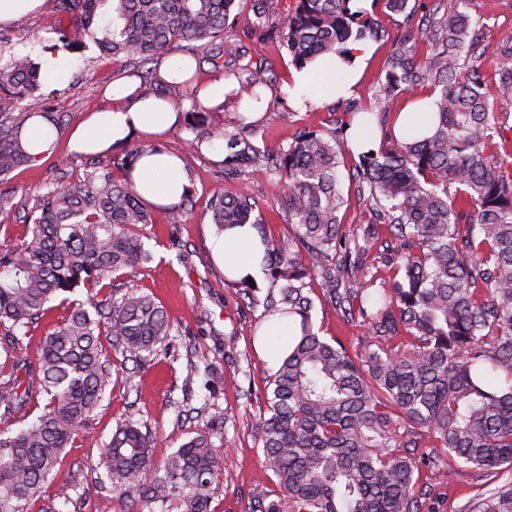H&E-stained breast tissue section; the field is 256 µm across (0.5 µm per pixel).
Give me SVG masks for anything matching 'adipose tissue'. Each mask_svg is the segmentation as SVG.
I'll list each match as a JSON object with an SVG mask.
<instances>
[{
    "mask_svg": "<svg viewBox=\"0 0 512 512\" xmlns=\"http://www.w3.org/2000/svg\"><path fill=\"white\" fill-rule=\"evenodd\" d=\"M351 63L330 55L317 61L313 71L295 75L290 90L297 103L327 101L354 92L360 78L363 59L370 49L363 43L350 44ZM104 96L111 105L84 118L71 131L72 151L99 153L125 145L137 134L153 140L162 137L178 123V111L167 100L141 95L138 82L123 77L107 86ZM132 180L144 202L152 206L179 203L188 186L179 157L169 153L147 154L137 163ZM216 260L234 279L260 276L258 252L260 238L251 225L224 231L212 242Z\"/></svg>",
    "mask_w": 512,
    "mask_h": 512,
    "instance_id": "adipose-tissue-1",
    "label": "adipose tissue"
}]
</instances>
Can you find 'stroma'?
I'll use <instances>...</instances> for the list:
<instances>
[{
  "label": "stroma",
  "instance_id": "1",
  "mask_svg": "<svg viewBox=\"0 0 512 512\" xmlns=\"http://www.w3.org/2000/svg\"><path fill=\"white\" fill-rule=\"evenodd\" d=\"M365 9L375 14L379 36L368 42L371 54L353 97L369 105L384 78L401 18L385 14L373 0H368ZM468 12L484 24L488 41L512 40V0H469ZM54 21V0H45L42 12L0 26V47L38 54L43 46L57 41ZM248 54L265 58L273 72L272 84L266 90L267 108L257 127L258 142L271 148L284 147L300 132L322 131L341 119L342 111L332 101L305 110L294 106L288 93L294 69L277 49L252 45ZM72 59L75 70L68 80L43 81L40 92L25 102L34 112L50 105L63 114L67 129L105 106L100 91L118 70L94 48L73 54ZM189 137V131L180 126L159 139L158 145L182 157L193 196L191 207L178 223L142 226L143 242L154 259L115 281L117 293L134 286L164 308L173 326L169 351L156 356L153 366L139 370L124 362L119 350H112V390L91 420L92 442L65 451L62 476L74 488L71 503L56 501L57 512H120L104 471L97 466L98 443L109 439L117 423L128 418L148 426L154 438L153 463L160 468L194 431L206 426L211 416L223 413L225 452L222 475L211 486V512H246L254 497L274 499L279 494L277 479L264 463L258 433L265 410L264 392L272 373L260 353L257 336L269 282H259L252 305L225 285L224 271L210 249L216 228L209 203L214 191L231 190L235 184L225 180L222 156L213 144H203L194 154L186 152ZM67 141L66 134L60 135L52 155L11 173L8 201L0 207V243L14 244L22 239L26 232L23 217L49 183L89 169V159L70 151ZM246 186L268 221V234L275 239L286 236L290 226L285 222L283 192L273 175L265 166H255L246 177ZM309 295L324 336L357 344L364 328L326 304L318 285H311ZM428 485L435 512L465 504L479 489L477 477L466 471L449 479H429Z\"/></svg>",
  "mask_w": 512,
  "mask_h": 512
}]
</instances>
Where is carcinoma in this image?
Returning <instances> with one entry per match:
<instances>
[{
	"label": "carcinoma",
	"mask_w": 512,
	"mask_h": 512,
	"mask_svg": "<svg viewBox=\"0 0 512 512\" xmlns=\"http://www.w3.org/2000/svg\"><path fill=\"white\" fill-rule=\"evenodd\" d=\"M404 15L377 112L343 97L340 124L305 131L287 148L259 146L242 116L222 133L224 176L244 181L264 164L278 177L293 232L273 239L244 187L212 194L217 231L252 225L271 278L265 312L288 321V337L265 393L259 434L265 464L281 496L259 498L251 512H429L421 467L449 478L469 471L484 479L512 474V176L501 167L504 144L498 114L485 92L480 58L483 24L454 0L434 26L412 24L409 0H373ZM273 0H55L57 41L71 51L88 37L123 69L135 72L175 48L198 67L237 65L240 88L261 100L271 83L264 61H245L243 41L274 44L296 69L317 57L346 52L350 42L374 38L373 17L352 0H296L286 13ZM242 24L227 35L229 21ZM426 44L427 53H418ZM498 97L512 102V45L496 48ZM421 84L435 93L423 126L395 128L399 99ZM41 87L29 55H0V178L33 164L22 140L41 117L60 131L63 116L30 112L23 102ZM184 125L207 140L212 112L202 86L174 83ZM377 116L383 145L357 155L352 181L368 193L362 224L346 225L340 166L352 152L350 129ZM139 154L58 182L41 194L17 244H0V512H26L58 485L71 501L72 484L59 482L64 451L88 438L89 422L112 384V361L101 336L110 327L123 359L140 364L173 327L150 296L130 288L103 294L105 280L152 259L137 233L157 215L171 224L191 204L145 207L127 172ZM325 302L366 329L346 346L314 329L308 282ZM87 288L86 300L68 294ZM58 299L69 314L43 337L38 355L23 352L33 324ZM23 377H17L18 373ZM46 398L29 419L31 406ZM224 416L214 415L153 468V437L139 422L117 424L102 443L98 465L122 512H210L211 484L221 473L222 446L213 441ZM460 512H512V479L476 494Z\"/></svg>",
	"instance_id": "carcinoma-1"
}]
</instances>
